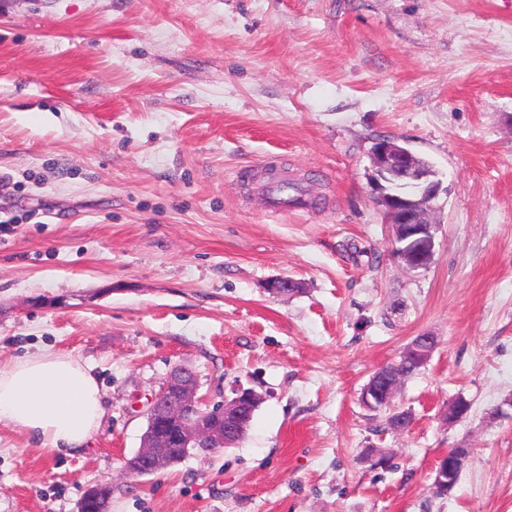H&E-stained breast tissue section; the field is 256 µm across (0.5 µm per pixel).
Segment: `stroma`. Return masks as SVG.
I'll return each mask as SVG.
<instances>
[{"label": "stroma", "mask_w": 512, "mask_h": 512, "mask_svg": "<svg viewBox=\"0 0 512 512\" xmlns=\"http://www.w3.org/2000/svg\"><path fill=\"white\" fill-rule=\"evenodd\" d=\"M379 136L446 188L428 268L392 252ZM421 334L397 434L360 392ZM45 348L105 415L73 456L0 425V512L102 480L111 512H512V0H0V369ZM177 365L263 394L249 434L126 476ZM265 197L272 211L288 210L306 203V194L301 190L289 194L288 188L277 181L269 182L265 188Z\"/></svg>", "instance_id": "stroma-1"}]
</instances>
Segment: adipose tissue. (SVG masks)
Segmentation results:
<instances>
[{
	"label": "adipose tissue",
	"mask_w": 512,
	"mask_h": 512,
	"mask_svg": "<svg viewBox=\"0 0 512 512\" xmlns=\"http://www.w3.org/2000/svg\"><path fill=\"white\" fill-rule=\"evenodd\" d=\"M104 414L91 368L50 350L0 370V424L39 447L74 454L85 448Z\"/></svg>",
	"instance_id": "obj_1"
}]
</instances>
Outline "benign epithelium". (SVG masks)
Masks as SVG:
<instances>
[{"instance_id": "obj_1", "label": "benign epithelium", "mask_w": 512, "mask_h": 512, "mask_svg": "<svg viewBox=\"0 0 512 512\" xmlns=\"http://www.w3.org/2000/svg\"><path fill=\"white\" fill-rule=\"evenodd\" d=\"M370 160L372 191L390 225L393 254L410 270L427 268L434 258L437 231L431 213L444 191L442 181L411 150L390 137L374 140ZM199 390L194 371L182 365L171 369L159 391L148 400L141 446L125 460L129 475L145 477L176 465L192 448L216 451L236 445L239 436L234 425L240 408L249 400L263 399L254 389L236 384L231 395L210 405ZM386 390L385 385L365 387L362 404L375 408ZM467 460L468 454L456 451L447 468L439 470V481L452 483Z\"/></svg>"}]
</instances>
